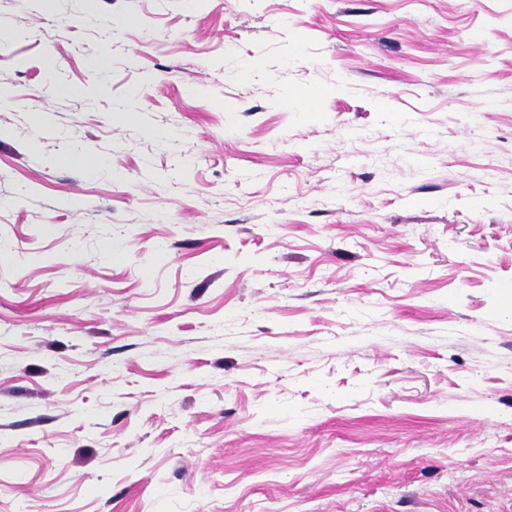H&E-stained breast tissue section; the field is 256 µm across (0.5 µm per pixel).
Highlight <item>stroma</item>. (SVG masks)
<instances>
[{
	"mask_svg": "<svg viewBox=\"0 0 512 512\" xmlns=\"http://www.w3.org/2000/svg\"><path fill=\"white\" fill-rule=\"evenodd\" d=\"M0 512H512V0H0Z\"/></svg>",
	"mask_w": 512,
	"mask_h": 512,
	"instance_id": "stroma-1",
	"label": "stroma"
}]
</instances>
